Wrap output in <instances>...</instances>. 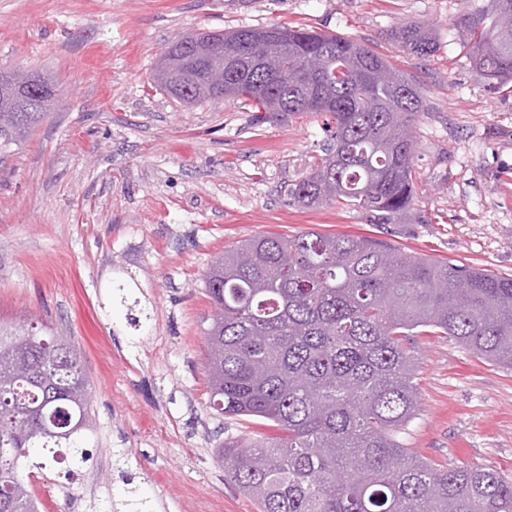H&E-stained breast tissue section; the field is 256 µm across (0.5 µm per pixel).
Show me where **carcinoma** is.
I'll list each match as a JSON object with an SVG mask.
<instances>
[{
	"mask_svg": "<svg viewBox=\"0 0 512 512\" xmlns=\"http://www.w3.org/2000/svg\"><path fill=\"white\" fill-rule=\"evenodd\" d=\"M473 66L512 81V0H485L452 23ZM422 59L438 50L424 24L391 31ZM276 42L283 57L239 54ZM224 47L225 86L258 112L326 117L323 154L288 196L302 208L339 203L375 224H397L417 195L419 84L369 46L335 33L272 24L211 32ZM188 105L220 104L201 78L171 91ZM52 77L0 70V154L21 147L58 102ZM206 287L216 314L207 332L212 409L274 423L275 438L238 436L217 448L225 480L259 512H512V478L479 466L439 468L400 434L414 418L417 368L404 346L415 332L453 338L512 369V278L403 253L366 237L314 231L242 241L215 258ZM0 512H39L18 462H88L89 381L71 342L40 323L0 321Z\"/></svg>",
	"mask_w": 512,
	"mask_h": 512,
	"instance_id": "cac0c4a2",
	"label": "carcinoma"
}]
</instances>
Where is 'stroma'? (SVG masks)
Masks as SVG:
<instances>
[{
  "mask_svg": "<svg viewBox=\"0 0 512 512\" xmlns=\"http://www.w3.org/2000/svg\"><path fill=\"white\" fill-rule=\"evenodd\" d=\"M483 0H0V69L53 75L58 103L0 161V319L72 338L93 395V458L29 478L40 512H258L216 453L240 433L279 431L209 406L205 276L242 240L306 231L377 239L403 252L512 276V82L476 70L451 28ZM433 26L422 60L391 29ZM282 24L338 32L415 78L420 176L403 224L340 204L303 209L289 184L322 153V117L246 102L187 106L159 90L168 40ZM419 406L402 439L444 467L512 476V370L452 338L409 337Z\"/></svg>",
  "mask_w": 512,
  "mask_h": 512,
  "instance_id": "1",
  "label": "stroma"
}]
</instances>
